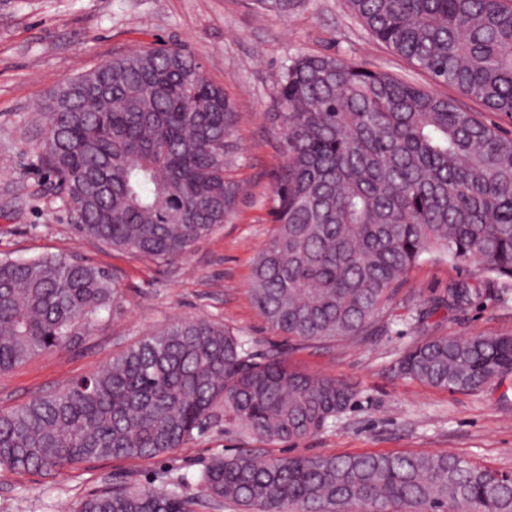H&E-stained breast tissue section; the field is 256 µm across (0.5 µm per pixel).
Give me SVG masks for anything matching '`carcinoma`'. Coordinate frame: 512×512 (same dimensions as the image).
<instances>
[{
	"instance_id": "obj_1",
	"label": "carcinoma",
	"mask_w": 512,
	"mask_h": 512,
	"mask_svg": "<svg viewBox=\"0 0 512 512\" xmlns=\"http://www.w3.org/2000/svg\"><path fill=\"white\" fill-rule=\"evenodd\" d=\"M286 14L298 0H256ZM369 33L437 84L512 115V0H347ZM284 133L270 240L251 295L291 339L366 336L425 254L512 280V133L479 113L339 56H297L277 82ZM41 161L86 236L167 262L224 223L240 119L185 49L117 55L41 107ZM468 283L436 306H466ZM109 274L78 259H0V372L89 332L111 311ZM397 371L475 392L512 373V336H438ZM352 389L252 354L232 331L183 320L61 391L0 414V467L53 474L80 462L155 457L224 417L269 441L328 429ZM208 502L247 512H512V474L448 454L365 453L213 460ZM176 490L128 483L76 512H193Z\"/></svg>"
}]
</instances>
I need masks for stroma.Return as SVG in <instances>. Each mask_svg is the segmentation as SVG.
<instances>
[{
  "mask_svg": "<svg viewBox=\"0 0 512 512\" xmlns=\"http://www.w3.org/2000/svg\"><path fill=\"white\" fill-rule=\"evenodd\" d=\"M164 44L187 49L211 81L242 107L232 176L234 210L182 258L158 263L80 233L39 160L45 120L37 107L64 80L112 56ZM336 55L417 84L431 79L376 41L346 0H303L275 15L253 0H0V258L82 259L111 275L118 303L76 343L40 353L0 374V413L100 369L146 335L203 319L241 336L256 356L336 378L354 393L329 429L297 442L267 441L236 423L206 425L159 458L93 461L54 475L0 468V512H74L87 493L133 481L181 495L218 457L448 453L512 472V374L477 392H449L399 375L411 346L436 336H512V281L455 310H432L449 284L475 283L474 268L424 255L369 336L341 342L288 339L269 328L250 294L252 264L275 229L273 207L283 131L272 122L276 83L291 58ZM427 311L422 326L413 318Z\"/></svg>",
  "mask_w": 512,
  "mask_h": 512,
  "instance_id": "obj_1",
  "label": "stroma"
}]
</instances>
